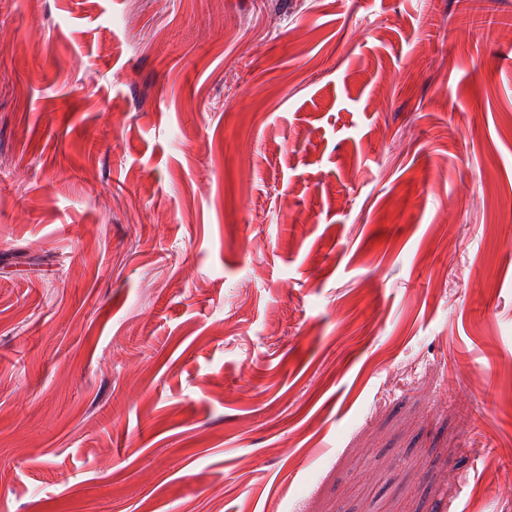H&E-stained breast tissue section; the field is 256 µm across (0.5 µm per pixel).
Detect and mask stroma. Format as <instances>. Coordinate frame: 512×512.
<instances>
[{"label":"stroma","instance_id":"35a3bbf8","mask_svg":"<svg viewBox=\"0 0 512 512\" xmlns=\"http://www.w3.org/2000/svg\"><path fill=\"white\" fill-rule=\"evenodd\" d=\"M511 28L0 0V512H512Z\"/></svg>","mask_w":512,"mask_h":512}]
</instances>
